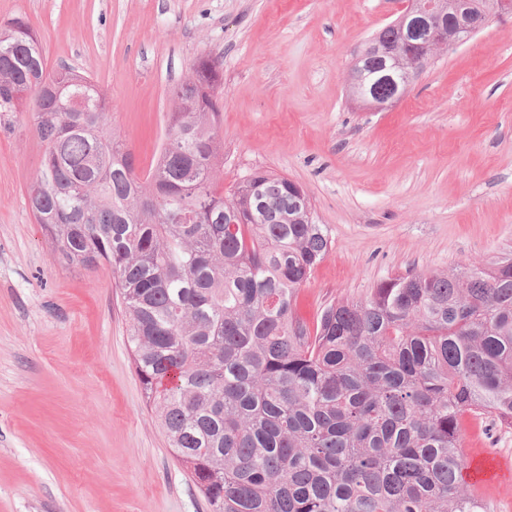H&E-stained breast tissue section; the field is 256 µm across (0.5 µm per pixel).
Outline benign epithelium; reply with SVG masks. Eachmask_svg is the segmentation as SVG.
Segmentation results:
<instances>
[{"instance_id":"7a95c632","label":"benign epithelium","mask_w":512,"mask_h":512,"mask_svg":"<svg viewBox=\"0 0 512 512\" xmlns=\"http://www.w3.org/2000/svg\"><path fill=\"white\" fill-rule=\"evenodd\" d=\"M506 13H512V0H502L495 10L483 7L478 0H401L400 13L391 22L399 31V38L391 42H368L356 56L358 63L374 56L389 61L391 68L402 72L401 81H396L390 73L382 74L380 79L388 82L393 92L378 100L356 67L346 79L350 96L379 111L399 103L416 74L427 66L438 49L455 44L459 32L472 36L488 26L493 17Z\"/></svg>"}]
</instances>
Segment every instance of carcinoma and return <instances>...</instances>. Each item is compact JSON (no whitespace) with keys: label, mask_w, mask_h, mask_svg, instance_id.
<instances>
[{"label":"carcinoma","mask_w":512,"mask_h":512,"mask_svg":"<svg viewBox=\"0 0 512 512\" xmlns=\"http://www.w3.org/2000/svg\"><path fill=\"white\" fill-rule=\"evenodd\" d=\"M222 77L200 57L170 89L143 176L104 88L0 21V131L24 115L42 145L28 204L52 261L112 270L146 401L211 512H484L460 422L512 427V250L389 278L309 328L295 293L331 240L288 178L256 170L224 198Z\"/></svg>","instance_id":"cac0c4a2"}]
</instances>
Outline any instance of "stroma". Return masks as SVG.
Wrapping results in <instances>:
<instances>
[{
	"label": "stroma",
	"instance_id": "1",
	"mask_svg": "<svg viewBox=\"0 0 512 512\" xmlns=\"http://www.w3.org/2000/svg\"><path fill=\"white\" fill-rule=\"evenodd\" d=\"M398 0H0L36 27L50 65L91 74L140 172L170 88L217 60V178L264 169L300 184L331 239L300 288L315 323L342 298L411 272L483 264L512 245V15L449 47L395 107L371 112L346 75ZM41 148L0 131V512H210L135 373L128 318L103 266L53 263L28 206ZM460 452L486 512H512V428L465 417Z\"/></svg>",
	"mask_w": 512,
	"mask_h": 512
}]
</instances>
